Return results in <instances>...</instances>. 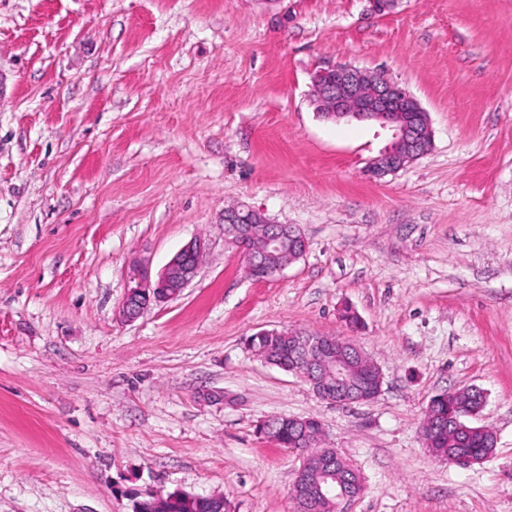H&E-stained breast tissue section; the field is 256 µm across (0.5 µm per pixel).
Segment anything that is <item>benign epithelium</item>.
<instances>
[{"mask_svg":"<svg viewBox=\"0 0 512 512\" xmlns=\"http://www.w3.org/2000/svg\"><path fill=\"white\" fill-rule=\"evenodd\" d=\"M315 81L324 86L331 104L328 116L341 119L350 112L347 106L354 100L361 102L364 117L374 119L392 132L389 145L371 160L368 172L374 177H384L404 168L409 157L419 159L429 151L432 129L428 113L416 106L421 113L420 122L414 126L400 124L391 117L390 104L398 98H409L407 92L394 82L383 77L378 82L371 74L350 66H333L318 71ZM265 227L268 244L275 245L283 237H294L297 228L290 224H275L259 210L247 204H238L224 211V242L233 249L245 265V274L253 279H266L268 274L281 272L285 265L269 271L264 258L248 248L247 242L253 234V224ZM204 243L195 239L182 247L154 278L148 268L139 262L130 265L128 284L124 300L119 307V317L132 322L153 303H163L178 297L194 280L199 265L192 259L201 255ZM296 348L303 355L293 373L305 380L314 393L336 407L365 404L374 401L382 392L383 374L366 354L342 337H320L317 339L301 335ZM429 454L441 461H449L460 467H470L489 458L493 451L478 457L462 452L452 458L434 448ZM307 462L295 470L290 487L295 499L308 498ZM319 496L331 501L335 507L347 503L355 496L349 494L342 484L323 482L318 488Z\"/></svg>","mask_w":512,"mask_h":512,"instance_id":"obj_1","label":"benign epithelium"}]
</instances>
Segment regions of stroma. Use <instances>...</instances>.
I'll use <instances>...</instances> for the list:
<instances>
[{"mask_svg":"<svg viewBox=\"0 0 512 512\" xmlns=\"http://www.w3.org/2000/svg\"><path fill=\"white\" fill-rule=\"evenodd\" d=\"M340 65L413 95L431 151L368 176L390 131L312 103ZM241 202L305 255L245 277ZM197 238L181 296L121 321L130 261ZM272 329L353 340L381 394L327 404L254 355ZM467 387L496 447L461 469L419 425ZM273 416L320 419L360 469L345 512H512V0H0V512L176 490L295 512ZM263 224L265 227L266 239L269 245L277 244L283 237L299 238L303 242L304 250L293 256L287 263L280 265L271 271L272 275L280 273L287 264L300 258L306 251V241L303 236L296 235L297 228L290 224H274L259 210L247 204H238L224 211V242L228 248L234 249L243 258L245 274L253 279H267L269 269L266 267L264 258L259 253L253 252L264 249V243L260 236L250 239L253 234L254 223ZM248 242V244H247ZM270 274V275H271Z\"/></svg>","mask_w":512,"mask_h":512,"instance_id":"1","label":"stroma"}]
</instances>
